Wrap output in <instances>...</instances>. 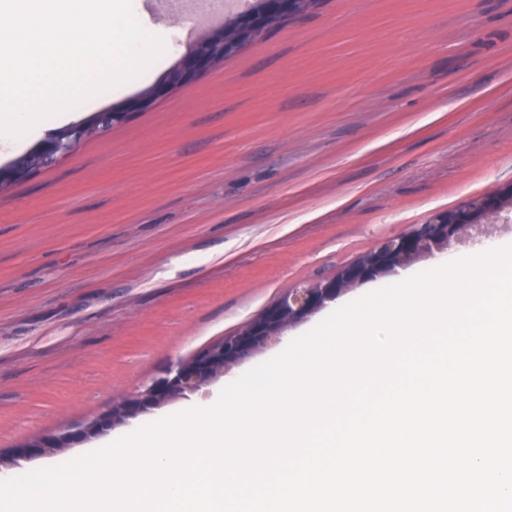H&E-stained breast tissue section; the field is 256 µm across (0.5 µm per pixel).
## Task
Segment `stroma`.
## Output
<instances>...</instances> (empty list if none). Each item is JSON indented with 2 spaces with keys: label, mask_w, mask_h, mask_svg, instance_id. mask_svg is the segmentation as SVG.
Instances as JSON below:
<instances>
[{
  "label": "stroma",
  "mask_w": 512,
  "mask_h": 512,
  "mask_svg": "<svg viewBox=\"0 0 512 512\" xmlns=\"http://www.w3.org/2000/svg\"><path fill=\"white\" fill-rule=\"evenodd\" d=\"M165 54L72 109L165 83L218 17L133 0ZM0 136V168L62 130ZM512 183V0H321L151 110L0 191V451L108 409L288 290ZM11 479L211 404L278 355Z\"/></svg>",
  "instance_id": "35a3bbf8"
}]
</instances>
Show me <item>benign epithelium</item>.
<instances>
[{
  "instance_id": "7a95c632",
  "label": "benign epithelium",
  "mask_w": 512,
  "mask_h": 512,
  "mask_svg": "<svg viewBox=\"0 0 512 512\" xmlns=\"http://www.w3.org/2000/svg\"><path fill=\"white\" fill-rule=\"evenodd\" d=\"M300 0H265L256 17L262 25L273 15L295 13ZM213 47L208 38L196 40L180 59L173 74V83L188 84L213 68ZM128 110L110 108L91 120L74 125L47 140L29 153L32 170L46 168L72 155L88 139L100 136L125 122ZM468 217L458 223L452 216L440 222L433 218L416 225L409 233L386 237L358 259L345 266L339 274L324 282L294 288L280 296L260 318L249 327L225 339L217 347L209 345L160 371L153 379L123 394L121 413L107 410L86 421L68 426L52 435L40 436L9 453L11 463L27 456H51L59 449L101 436L137 414L162 407L168 402L198 392L204 385L224 375V364L235 365L250 358L269 345L280 341L284 331L336 300L341 294L380 273L411 266L418 259L442 253L450 242L468 230L488 223L505 212L497 194H486L466 204Z\"/></svg>"
}]
</instances>
